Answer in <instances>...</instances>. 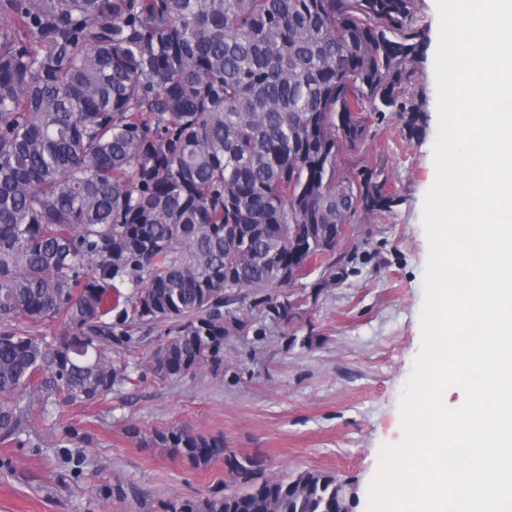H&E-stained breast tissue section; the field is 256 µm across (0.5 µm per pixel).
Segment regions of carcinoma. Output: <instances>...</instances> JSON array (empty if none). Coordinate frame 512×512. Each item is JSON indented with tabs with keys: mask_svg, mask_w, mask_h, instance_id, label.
<instances>
[{
	"mask_svg": "<svg viewBox=\"0 0 512 512\" xmlns=\"http://www.w3.org/2000/svg\"><path fill=\"white\" fill-rule=\"evenodd\" d=\"M416 0H0V436L29 406L96 401L129 381L121 353L173 323L145 368L224 365L246 320L226 288L292 282L340 225L391 208L386 181L341 153L394 112L423 128L407 84L424 59ZM292 225L316 241L301 252ZM248 239L238 253L225 231ZM134 288L106 319L115 282ZM285 320L293 305L264 298ZM64 324L61 345L30 333ZM150 443L237 491L163 512H350L328 472L272 478L224 440L172 426Z\"/></svg>",
	"mask_w": 512,
	"mask_h": 512,
	"instance_id": "1",
	"label": "carcinoma"
}]
</instances>
